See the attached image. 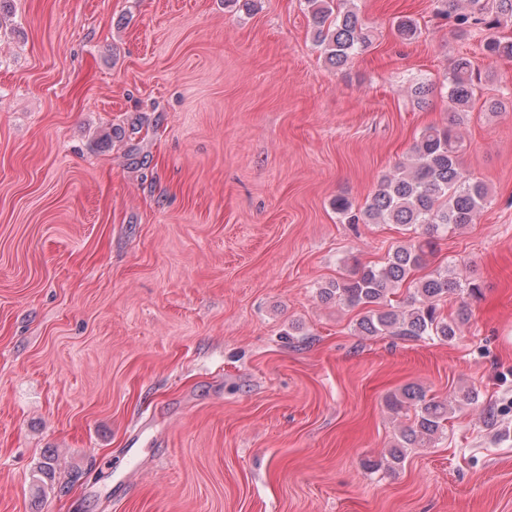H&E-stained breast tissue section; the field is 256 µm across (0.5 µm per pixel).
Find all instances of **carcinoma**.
Wrapping results in <instances>:
<instances>
[{
    "instance_id": "obj_1",
    "label": "carcinoma",
    "mask_w": 512,
    "mask_h": 512,
    "mask_svg": "<svg viewBox=\"0 0 512 512\" xmlns=\"http://www.w3.org/2000/svg\"><path fill=\"white\" fill-rule=\"evenodd\" d=\"M437 15L453 20L465 34L474 30H495L512 25V0H436ZM311 16L314 44L332 66H345L371 44V32L351 0H305ZM398 35L411 41L418 36L417 22L408 16L397 19ZM491 58H512V40L494 35L484 44ZM478 73L473 61L464 55L450 59L448 66V110L444 126L425 128L412 146L408 163L390 175L379 178L363 209L352 211L343 196L333 201L336 214L350 224H400L420 227L422 233L405 245L397 246L384 264L361 265L353 272L319 288L324 301L334 300L348 308L363 311L355 330L362 336H403L412 340L437 336L451 340L458 323L468 317L467 299L477 297L480 285L460 284L453 271L445 270L425 278H415L433 253L435 240L450 230L474 223L487 202L485 184L471 176L460 161L461 142L455 127L475 101ZM416 297L409 305L393 304L397 290L405 284ZM461 295L457 317L444 315L441 303ZM395 411L413 410L411 425L404 428L390 458L384 465L393 469L403 463L406 448H426L443 433L448 422L449 401L427 395L416 385H407L387 399Z\"/></svg>"
}]
</instances>
